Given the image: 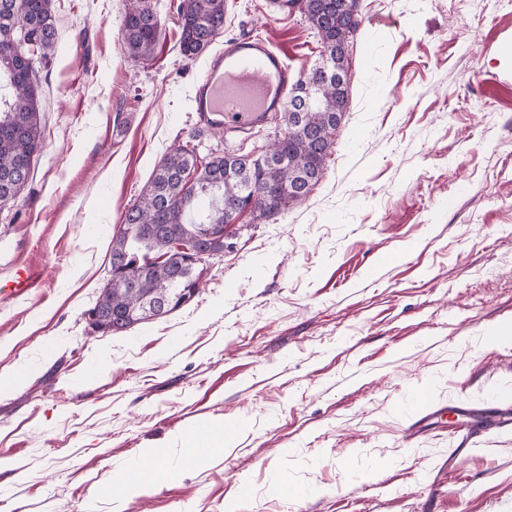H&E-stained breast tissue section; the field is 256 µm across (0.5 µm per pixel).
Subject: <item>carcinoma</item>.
Masks as SVG:
<instances>
[{
  "mask_svg": "<svg viewBox=\"0 0 512 512\" xmlns=\"http://www.w3.org/2000/svg\"><path fill=\"white\" fill-rule=\"evenodd\" d=\"M317 30L323 48L315 70L348 73L346 43L358 34L362 18L355 0H286ZM224 0H180L177 13L180 53L201 55L224 29ZM160 19L148 0H127L122 34L127 53L149 57L157 43ZM57 53L52 0H0V209L11 206L28 183L42 145L39 69ZM316 106L299 111L285 101L283 132L273 157L244 168L225 157H201L190 144L178 145L158 165L139 200L124 213L112 236L111 256L128 258L132 267L112 272L97 301L106 328L131 327L155 318L154 307L170 302L179 309L196 288V272L176 252V241L205 238L213 251L224 243L218 226L227 225L229 204L269 219L304 199L323 177L344 115L349 85L319 82ZM270 202H263L267 190Z\"/></svg>",
  "mask_w": 512,
  "mask_h": 512,
  "instance_id": "obj_1",
  "label": "carcinoma"
}]
</instances>
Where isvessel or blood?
Returning <instances> with one entry per match:
<instances>
[{
  "mask_svg": "<svg viewBox=\"0 0 512 512\" xmlns=\"http://www.w3.org/2000/svg\"><path fill=\"white\" fill-rule=\"evenodd\" d=\"M297 81L282 54L266 40L246 35L226 41L209 61L195 90V110L207 129L231 135L266 126ZM416 419L406 438L420 440L431 425L441 423L446 408L435 407L428 393L413 394ZM512 427V391L485 396L482 421L464 432L465 440Z\"/></svg>",
  "mask_w": 512,
  "mask_h": 512,
  "instance_id": "vessel-or-blood-1",
  "label": "vessel or blood"
}]
</instances>
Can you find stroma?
I'll return each mask as SVG.
<instances>
[{
  "mask_svg": "<svg viewBox=\"0 0 512 512\" xmlns=\"http://www.w3.org/2000/svg\"><path fill=\"white\" fill-rule=\"evenodd\" d=\"M150 3L160 34L134 59L126 0H53L42 150L0 210V376L23 375L0 392V512H512V430L472 439L453 473L441 429L404 439L417 390L471 407L512 390V340L496 336L512 325V0H360L323 178L272 219L243 214L187 305L102 334L87 312L112 235L161 160L281 134L198 127L211 55L253 34L296 75L320 61L305 17L269 0H226L194 59L178 0ZM19 268L39 288L2 293ZM205 422L236 431L197 461ZM151 448L162 477L103 493Z\"/></svg>",
  "mask_w": 512,
  "mask_h": 512,
  "instance_id": "stroma-1",
  "label": "stroma"
}]
</instances>
